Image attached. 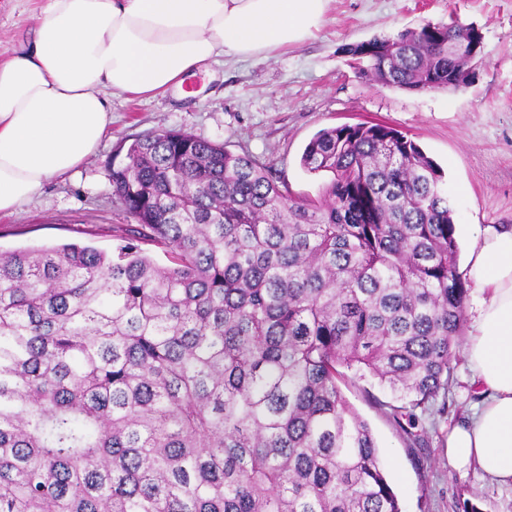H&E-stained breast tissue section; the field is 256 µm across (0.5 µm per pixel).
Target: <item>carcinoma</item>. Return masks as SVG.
<instances>
[{"label": "carcinoma", "instance_id": "cac0c4a2", "mask_svg": "<svg viewBox=\"0 0 512 512\" xmlns=\"http://www.w3.org/2000/svg\"><path fill=\"white\" fill-rule=\"evenodd\" d=\"M473 29L345 52L375 83L454 90ZM301 164L330 176L321 197L152 131L109 163L135 220L112 252L0 250V512H402L338 381L387 389L422 445L415 411L448 390L471 290L444 172L377 123L318 132Z\"/></svg>", "mask_w": 512, "mask_h": 512}]
</instances>
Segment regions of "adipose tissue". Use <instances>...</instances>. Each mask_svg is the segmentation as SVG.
Returning <instances> with one entry per match:
<instances>
[{"mask_svg":"<svg viewBox=\"0 0 512 512\" xmlns=\"http://www.w3.org/2000/svg\"><path fill=\"white\" fill-rule=\"evenodd\" d=\"M329 0H47L29 49L0 59V215L75 174L106 137L111 98L181 88L224 58L302 42ZM465 347L481 403L448 432V464L512 486V228L473 233Z\"/></svg>","mask_w":512,"mask_h":512,"instance_id":"ef3b65f1","label":"adipose tissue"}]
</instances>
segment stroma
Wrapping results in <instances>:
<instances>
[{
  "mask_svg": "<svg viewBox=\"0 0 512 512\" xmlns=\"http://www.w3.org/2000/svg\"><path fill=\"white\" fill-rule=\"evenodd\" d=\"M46 0H0V50L31 43ZM456 18L483 34V59L468 85L410 92L374 84L349 65L346 45L406 27ZM185 96L113 97L112 126L97 154L72 177L48 182L18 214L0 218V249L88 243L112 251L130 222L112 194L108 163L125 140L177 129L223 143L272 167L294 197L316 198L327 175L305 171L306 144L324 128L380 123L412 139L445 173L459 259L472 227H512V0H330L325 23L300 44L265 58L228 59L189 77ZM369 424L380 463L403 512H512V487L448 464L450 426L480 396L465 358L451 364L445 411L421 423L425 442L409 447L372 381L341 387Z\"/></svg>",
  "mask_w": 512,
  "mask_h": 512,
  "instance_id": "obj_1",
  "label": "stroma"
}]
</instances>
